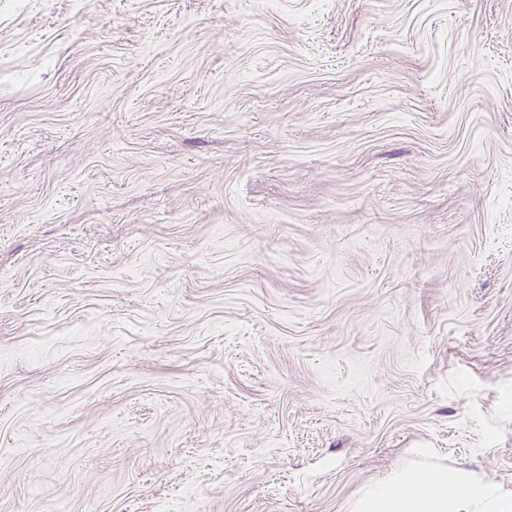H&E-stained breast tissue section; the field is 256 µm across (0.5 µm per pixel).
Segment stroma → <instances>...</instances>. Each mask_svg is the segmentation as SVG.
I'll list each match as a JSON object with an SVG mask.
<instances>
[{"label": "stroma", "mask_w": 512, "mask_h": 512, "mask_svg": "<svg viewBox=\"0 0 512 512\" xmlns=\"http://www.w3.org/2000/svg\"><path fill=\"white\" fill-rule=\"evenodd\" d=\"M0 0V512L512 501V0ZM509 512L512 504L499 501L487 489L474 490L448 478L444 468H407L373 489L357 512Z\"/></svg>", "instance_id": "stroma-1"}]
</instances>
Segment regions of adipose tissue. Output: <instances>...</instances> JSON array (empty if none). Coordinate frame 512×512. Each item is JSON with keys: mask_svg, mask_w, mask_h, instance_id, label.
Returning <instances> with one entry per match:
<instances>
[{"mask_svg": "<svg viewBox=\"0 0 512 512\" xmlns=\"http://www.w3.org/2000/svg\"><path fill=\"white\" fill-rule=\"evenodd\" d=\"M357 512H512V504L449 479L447 469L407 468L373 489Z\"/></svg>", "mask_w": 512, "mask_h": 512, "instance_id": "obj_1", "label": "adipose tissue"}]
</instances>
